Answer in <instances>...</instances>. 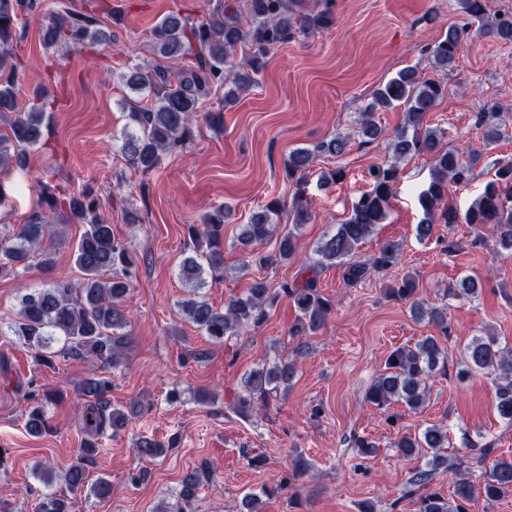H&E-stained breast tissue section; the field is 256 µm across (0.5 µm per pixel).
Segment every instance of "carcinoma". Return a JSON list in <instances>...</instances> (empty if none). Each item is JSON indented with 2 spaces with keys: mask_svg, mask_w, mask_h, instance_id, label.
Listing matches in <instances>:
<instances>
[{
  "mask_svg": "<svg viewBox=\"0 0 512 512\" xmlns=\"http://www.w3.org/2000/svg\"><path fill=\"white\" fill-rule=\"evenodd\" d=\"M468 25H479L487 34L504 44H512V10L490 12L489 0H458ZM31 0H0V116L8 117V132L0 134V171L28 167L29 150L43 137L47 121L44 105L28 110L19 106L15 65L11 48L23 9L31 10ZM333 0H214L208 15L194 19L181 11H170L155 24L150 39L153 64H139L123 80L131 90L151 95L150 103L131 99L127 102L129 119L135 130L125 135L122 154L130 169L144 174L161 164L162 156L181 147L191 137V127L199 122L214 128L223 124L216 112H203L200 105L209 97L224 92V105L236 102L242 91L258 84L270 52L298 36L323 32L335 24ZM467 28L452 26L428 48L427 60L432 74L408 66L400 70L373 94L358 113L356 133L362 143L376 142L384 134L376 114L396 108L404 109L407 125L388 143L390 159L369 169V190L353 203L349 217L325 234L316 244V259L305 267L307 278L284 284L273 292L263 281H253L242 294L227 300L224 307L214 306L202 289L206 277L224 275V224L230 210L219 206L203 215L201 223L188 224L186 230L193 243L191 255L179 264V278L190 288L187 298L178 302L180 314L192 323L207 341L222 345L241 335L249 327H259L270 310L284 296L293 303L297 315L288 335L300 339L321 331L333 313L332 302L324 297L317 284V274L325 268L345 266V280L356 284L371 275L394 268L400 260L401 244L392 239L379 241L374 254L364 261L355 255L357 246L384 223L398 178V163L417 155L429 156L430 181L419 194L423 218L416 226L419 241L430 239L436 226L469 224L475 229L490 224L497 236L495 244L512 250V161L499 165L481 196L461 212L448 202L451 184H467L482 158L471 149L462 154L455 148H439L445 131L425 124V117L448 92V68L459 55ZM46 49L62 42L74 45L86 41L112 40V34L98 26L89 13L64 8L48 16L39 33ZM497 108L490 106L475 115V125L483 129L486 144L507 136V126L499 119ZM349 138L335 134L314 148H297L284 161L283 179L295 188L293 224L282 229L277 224L281 202L271 199L253 214L250 223L239 225L237 241L246 248V257L255 254L250 247L279 235L276 254L261 256L263 265L283 263L294 257L300 230L310 220L303 204L306 186L321 156L344 153ZM347 172L342 167L319 172L317 185L330 188L342 181ZM42 205L47 211L34 212L28 223L11 237L0 240V276H17L30 267V259L42 239L51 232L52 217L83 226L72 245V258L80 272L76 282L57 280L46 288L20 296L17 319L9 326L13 335L34 350L35 361L53 368L56 359H89L99 364V371L85 377L78 395L84 400L80 454L72 461L63 480L73 491L88 482V465L93 463L103 444L101 440L123 430L128 414L112 406L108 393L112 379L104 376L117 368L129 342L126 302L135 278L134 262L126 241L115 236L112 224L100 213L101 201L86 189L64 199L46 188ZM479 283L464 278L449 289L455 297L472 298ZM386 295L396 301H413L415 316L428 321L435 330L413 345L393 349L385 360L383 372L366 392V401L382 412L398 405L408 413L420 411L428 396V382L443 374L448 366V349L441 338L448 337V308H426L416 299L417 278L405 274L391 280ZM463 373L493 374L500 379L496 390L495 411L512 425V347L500 344L492 334L472 337L461 350ZM298 374L294 358H281L270 366L251 370L243 377L241 393L234 398L237 413L248 416L269 406L270 398L285 394ZM56 394L33 391L28 400L25 422L27 432L39 436L51 430L45 405ZM448 429L431 424L415 434H403L393 443L407 458H427L425 466L413 474L410 485L418 495V512H469L475 497L498 500L512 492V459H497L485 470L480 489L466 479H458L450 497L432 488L435 473L452 464L444 448L448 447ZM140 458L155 459L165 454V445L141 436L134 443ZM308 465L296 457L281 477L277 489L300 485ZM213 470L204 463L181 481L173 503H163L154 512H189L199 491L212 483ZM270 490L248 493L241 499V512H262V497ZM37 512H71L64 495H39Z\"/></svg>",
  "mask_w": 512,
  "mask_h": 512,
  "instance_id": "carcinoma-1",
  "label": "carcinoma"
}]
</instances>
